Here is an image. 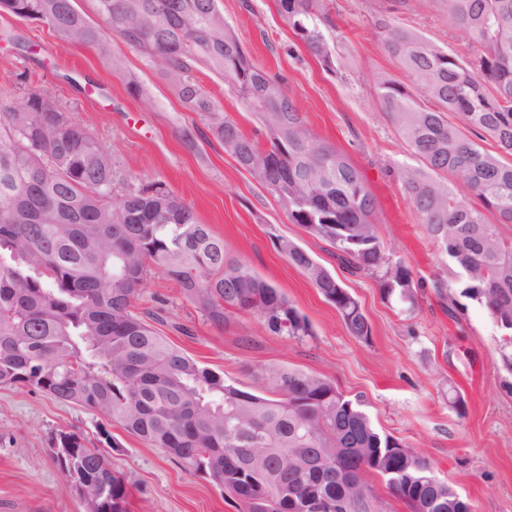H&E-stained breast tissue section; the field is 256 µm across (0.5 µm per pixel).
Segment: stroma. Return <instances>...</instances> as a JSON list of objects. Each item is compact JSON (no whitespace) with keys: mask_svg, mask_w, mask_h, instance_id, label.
<instances>
[{"mask_svg":"<svg viewBox=\"0 0 512 512\" xmlns=\"http://www.w3.org/2000/svg\"><path fill=\"white\" fill-rule=\"evenodd\" d=\"M387 5L329 0L338 36V63L329 69L294 35L276 0H219L249 58L287 84L308 128L361 172L382 219L377 232L385 252L403 259L418 285L410 310L385 299L378 274L341 268L328 241L291 223L159 69L121 42L112 44L121 61L116 70L93 48L63 45L45 25L0 17V27L14 28L27 45L22 51L0 42V96L18 100L34 88L51 94L111 147L117 189L159 184L183 197L223 238L228 257L278 288L312 327L298 340L271 333L259 316L237 313L215 327L153 269L134 311L161 336L246 390L260 368L333 379L379 431L429 460L475 512H512V371L500 359L504 335L481 304L461 297L458 269L419 223L395 177L412 158L375 97L378 77L406 79L381 45L380 15L463 56L468 41L448 27L438 0H404L393 11ZM192 78L245 134L266 142L260 122L221 78L204 68ZM134 82L141 94L131 91ZM281 238L336 273L370 321L369 340L350 335L333 305L278 251ZM457 397L464 413L452 406ZM72 430L123 474L126 512H238L219 487L118 424L45 393L9 387H0V512H85L52 453L53 437Z\"/></svg>","mask_w":512,"mask_h":512,"instance_id":"stroma-1","label":"stroma"}]
</instances>
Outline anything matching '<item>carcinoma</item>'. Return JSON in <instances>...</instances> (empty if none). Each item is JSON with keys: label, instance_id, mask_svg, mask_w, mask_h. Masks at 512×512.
Returning <instances> with one entry per match:
<instances>
[{"label": "carcinoma", "instance_id": "cac0c4a2", "mask_svg": "<svg viewBox=\"0 0 512 512\" xmlns=\"http://www.w3.org/2000/svg\"><path fill=\"white\" fill-rule=\"evenodd\" d=\"M106 27L75 0H0V14L41 23L66 44L112 60L116 38L153 63L179 99L243 169L274 195L288 219L326 239L352 272L384 269V294L415 303L411 269L384 253L376 201L349 158L306 126L288 87L271 80L242 49L218 0H96ZM448 26L469 40L470 55L448 52L415 32L378 19L384 50L410 84L381 77L376 100L418 165L397 178L419 223L463 277L461 296L482 303L506 335L512 370V0H438ZM288 26L324 63L332 54L323 0H279ZM203 66L224 80L268 134L263 147L224 115L190 76ZM460 120H449L448 113ZM484 132L499 154L472 135ZM454 175L471 203L443 182ZM112 150L93 138L43 91L20 101L0 97V387L45 392L118 423L174 454L237 501L241 512H372L368 477L382 478L410 510L414 494L434 498L433 465L384 454L330 453L390 447L361 404L325 376L284 366L261 369L243 390L159 336L133 312L149 269L156 268L211 324L234 312L259 315L268 330L295 338L311 327L277 288L238 261L192 207L157 184L116 190ZM362 340L371 325L336 274L303 248L278 243ZM106 374H101L98 361ZM273 397H268V394ZM57 463L100 482L99 512H125L124 479L83 435L61 432Z\"/></svg>", "mask_w": 512, "mask_h": 512}]
</instances>
